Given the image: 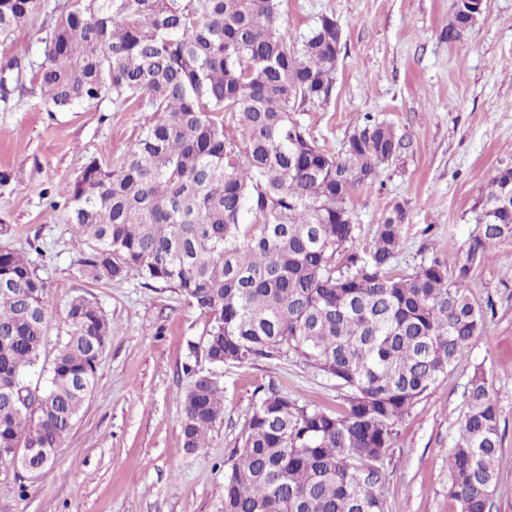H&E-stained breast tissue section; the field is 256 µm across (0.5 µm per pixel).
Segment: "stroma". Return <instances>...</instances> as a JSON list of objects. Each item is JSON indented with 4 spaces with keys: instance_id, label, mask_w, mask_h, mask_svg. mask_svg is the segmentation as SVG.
<instances>
[{
    "instance_id": "35a3bbf8",
    "label": "stroma",
    "mask_w": 512,
    "mask_h": 512,
    "mask_svg": "<svg viewBox=\"0 0 512 512\" xmlns=\"http://www.w3.org/2000/svg\"><path fill=\"white\" fill-rule=\"evenodd\" d=\"M73 0H47L0 37V249L23 253L50 301V361L66 334L65 307L94 302L112 325L98 386L56 450L51 469L30 480L26 497L0 486V512H224V463L241 448L246 422L264 393L341 411L345 389L294 356L214 366L194 350L205 315L178 291L145 287L129 275L94 281L77 258L89 241L70 221L67 192L86 164L119 168L152 117L146 99L106 98L49 111L34 75L56 17ZM454 0H281L293 42L335 19L341 52L330 96L304 104L296 119L326 151L341 152L364 114L391 124L404 147L381 166L374 186L357 187L347 206L357 245L370 248L394 205L407 221L392 263L396 275L428 259L455 266L477 232L472 208L499 168L512 167V0H487L478 22L456 41L445 30ZM474 267L469 291L495 314L469 353L396 426L383 462L385 512H456L448 496V450L466 410V387L482 370L497 398L503 443L492 512H512V261ZM216 378L224 419L193 454L182 446L186 367Z\"/></svg>"
}]
</instances>
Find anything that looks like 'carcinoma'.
Returning <instances> with one entry per match:
<instances>
[{
  "label": "carcinoma",
  "mask_w": 512,
  "mask_h": 512,
  "mask_svg": "<svg viewBox=\"0 0 512 512\" xmlns=\"http://www.w3.org/2000/svg\"><path fill=\"white\" fill-rule=\"evenodd\" d=\"M41 0H0L9 34ZM336 20L288 43L279 0H74L55 22L36 80L66 109L107 96H148L153 118L122 166L89 162L69 190L80 259L96 281L131 273L178 290L208 317L202 341L216 366L292 354L348 391L341 413L267 393L242 447L224 464V512H385L381 462L395 424L470 351L487 311L471 272L512 242V168L474 208L479 232L453 269L432 258L391 273L406 212L395 205L360 252L347 199L374 183L402 139L364 116L343 151L308 138L293 113L324 101L336 70ZM229 112L239 141L227 137ZM0 470L18 452L60 446L97 388L111 327L84 298L43 388L25 375L46 348V287L23 255L0 249ZM448 450V496L459 512H491L502 445L499 407L475 370ZM224 418L222 388L197 376L183 400V448L206 447Z\"/></svg>",
  "instance_id": "obj_1"
}]
</instances>
